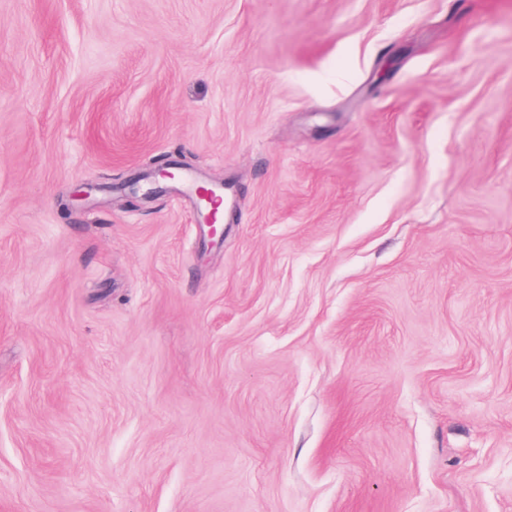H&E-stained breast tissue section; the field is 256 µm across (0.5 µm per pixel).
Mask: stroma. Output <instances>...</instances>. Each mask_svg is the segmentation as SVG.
I'll list each match as a JSON object with an SVG mask.
<instances>
[{"label":"stroma","instance_id":"stroma-1","mask_svg":"<svg viewBox=\"0 0 512 512\" xmlns=\"http://www.w3.org/2000/svg\"><path fill=\"white\" fill-rule=\"evenodd\" d=\"M0 512H512V0H0ZM196 182L191 174H186L182 180V185L189 191L190 198L196 207L207 216V221L212 224H219L211 225L212 232L214 235L219 233V241H222L224 239V225H222V228L217 226H221V222H218V220L221 214L223 220V210L226 207L228 195L225 192L223 195L221 192L196 186Z\"/></svg>","mask_w":512,"mask_h":512}]
</instances>
